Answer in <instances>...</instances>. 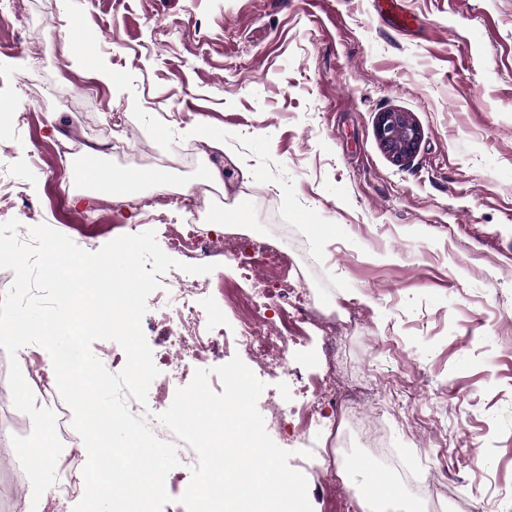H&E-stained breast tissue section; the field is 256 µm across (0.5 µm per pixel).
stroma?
<instances>
[{"label":"stroma","mask_w":512,"mask_h":512,"mask_svg":"<svg viewBox=\"0 0 512 512\" xmlns=\"http://www.w3.org/2000/svg\"><path fill=\"white\" fill-rule=\"evenodd\" d=\"M0 26V208L95 252L125 225L154 231L127 196L95 195L60 175L61 138L99 145L115 173L138 167L190 194L218 166L200 222L287 227L321 304L354 305L362 325L340 365L384 380L390 446L407 468L447 470L453 487L426 512H512V0H405L414 26L394 28L374 0H11ZM403 112L421 138L391 162L375 136L380 112ZM216 136L221 149L206 139ZM124 138L126 154L112 141ZM219 258L198 313L226 335L227 298L267 308L272 286ZM293 374L257 371L262 399H303L324 377L322 340L294 347ZM65 470L87 455L73 412L49 385ZM31 418L0 403V512H31V483L12 436ZM430 440L427 448L419 440Z\"/></svg>","instance_id":"1"}]
</instances>
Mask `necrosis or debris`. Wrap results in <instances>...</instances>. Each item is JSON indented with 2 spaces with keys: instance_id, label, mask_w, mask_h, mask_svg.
<instances>
[{
  "instance_id": "necrosis-or-debris-1",
  "label": "necrosis or debris",
  "mask_w": 512,
  "mask_h": 512,
  "mask_svg": "<svg viewBox=\"0 0 512 512\" xmlns=\"http://www.w3.org/2000/svg\"><path fill=\"white\" fill-rule=\"evenodd\" d=\"M241 242L247 243L249 251L261 255L266 275L276 282L271 301L279 312L283 326L270 328L260 311L243 313L239 310V301H230V308L239 312L236 344L244 346L260 365L265 364L269 357H276L278 368L285 375L290 370L289 352L298 332L302 326L311 325L322 333L326 364L335 366L337 339L354 330L360 317L354 308L347 305L336 310L315 306L293 257L274 241L258 232L249 235L242 233L236 227L214 237L202 225L193 223L173 225L166 236L167 248L190 261L230 252L235 244ZM171 284V294L162 303L165 314L158 344L169 358L170 376L175 379L190 367L206 363L220 342L224 341L225 335L221 324L204 322L192 304L195 296L208 291V282L187 285L175 276ZM366 402L378 410L385 403L378 383L372 379L333 388L320 379L312 381L306 399L300 406L291 407L272 400L265 405L271 427H281L287 419L293 418L301 431L314 420L320 407H328L330 434L325 445L314 448L309 459V465L318 474L326 496H335L336 488L341 483L338 472L342 464L340 447L346 438L343 428L351 424L356 409Z\"/></svg>"
}]
</instances>
